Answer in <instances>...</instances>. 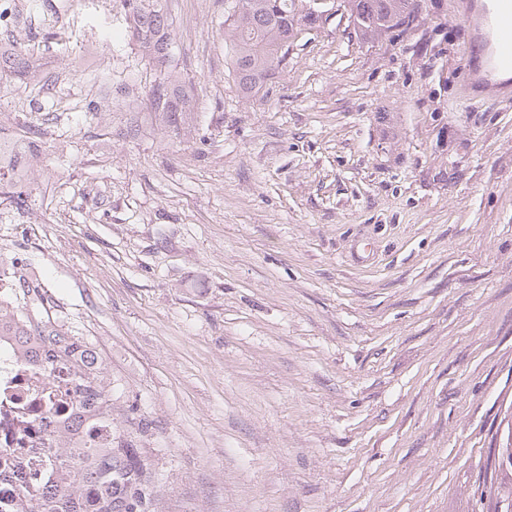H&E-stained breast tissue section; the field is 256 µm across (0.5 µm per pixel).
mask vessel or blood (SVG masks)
<instances>
[{"label":"vessel or blood","mask_w":512,"mask_h":512,"mask_svg":"<svg viewBox=\"0 0 512 512\" xmlns=\"http://www.w3.org/2000/svg\"><path fill=\"white\" fill-rule=\"evenodd\" d=\"M469 32L463 58L466 82H479L481 101L489 106L512 102L497 75L512 72V0H456L452 11Z\"/></svg>","instance_id":"obj_1"}]
</instances>
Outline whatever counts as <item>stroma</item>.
Here are the masks:
<instances>
[{"mask_svg":"<svg viewBox=\"0 0 512 512\" xmlns=\"http://www.w3.org/2000/svg\"><path fill=\"white\" fill-rule=\"evenodd\" d=\"M451 5L374 37L341 10L247 100L233 0H166L176 135L122 0H0L41 64L0 81L33 150L0 257L106 358L159 512H487L512 487L483 476L512 431V104L465 99Z\"/></svg>","mask_w":512,"mask_h":512,"instance_id":"obj_1","label":"stroma"}]
</instances>
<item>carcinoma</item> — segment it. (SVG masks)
<instances>
[{"label": "carcinoma", "instance_id": "1", "mask_svg": "<svg viewBox=\"0 0 512 512\" xmlns=\"http://www.w3.org/2000/svg\"><path fill=\"white\" fill-rule=\"evenodd\" d=\"M132 36L149 58L164 69L151 90L153 111L167 127L179 129L194 112L195 95L171 64V28L163 0H123ZM311 0H235L224 39L230 42L238 87L249 97L257 93L286 60L290 45L325 24L310 7ZM366 33L381 34L408 27L421 11V0H345ZM38 59L18 47L0 43V79L34 80ZM22 156L0 157V187L14 189L16 207L26 197L15 187L24 183ZM43 287L25 267L12 268L8 286L0 283V336H16L31 361L55 377L71 356L78 404L92 413L82 423L84 435L99 424L112 423V377L91 368L95 347L73 334L67 322L49 314ZM15 477L12 496L0 502V512H156L159 489L150 457L141 448L118 441L110 448L85 444L59 448L57 459L35 456L10 468Z\"/></svg>", "mask_w": 512, "mask_h": 512}]
</instances>
